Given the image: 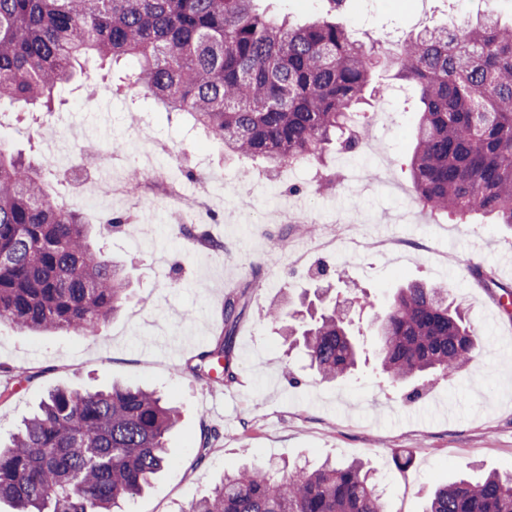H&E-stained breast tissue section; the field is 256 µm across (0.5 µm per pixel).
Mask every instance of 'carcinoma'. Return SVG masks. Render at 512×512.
<instances>
[{
    "instance_id": "carcinoma-1",
    "label": "carcinoma",
    "mask_w": 512,
    "mask_h": 512,
    "mask_svg": "<svg viewBox=\"0 0 512 512\" xmlns=\"http://www.w3.org/2000/svg\"><path fill=\"white\" fill-rule=\"evenodd\" d=\"M259 0H0V102L52 111L80 60L118 69L112 89L143 87L166 112L186 117L224 153L272 173L316 164L338 144L349 154L366 126L381 55L336 22L345 0H324L302 25L276 19ZM395 78L420 88L412 185L437 216L489 215L512 225V22L489 13L461 28H424L387 57ZM129 277L91 237L83 213L57 200L42 171L0 146V323L96 336L126 298ZM238 299L227 298L226 337L194 370L235 379L231 342ZM265 318L301 337L327 382L351 375L358 338L343 301L324 289L318 317L282 305ZM372 332L392 383L453 378L471 363L479 336L444 288L398 289ZM176 409L142 386L55 389L0 445V501L14 512H114L172 463L166 435ZM184 512H387L384 493L357 461L292 465L285 475L256 463L224 474ZM426 512H512V472L460 478L434 492Z\"/></svg>"
}]
</instances>
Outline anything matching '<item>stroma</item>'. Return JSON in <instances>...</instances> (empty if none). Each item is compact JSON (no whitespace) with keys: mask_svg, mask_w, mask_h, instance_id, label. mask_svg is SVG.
<instances>
[{"mask_svg":"<svg viewBox=\"0 0 512 512\" xmlns=\"http://www.w3.org/2000/svg\"><path fill=\"white\" fill-rule=\"evenodd\" d=\"M422 17L448 25V0H349L338 20L374 40L390 31L408 34ZM83 70L96 83L71 86L51 113L55 126L120 142L127 169L140 164L136 130L148 128L156 166L167 168L166 154L173 151L181 170L194 172V179L182 181L191 196L198 193L197 175L217 171L220 181L208 186L216 204L206 229L224 248L182 234L161 204L151 223L104 231L105 250L126 267L131 285L122 310L99 335L29 334L0 324L1 442L49 390L129 382L158 390L180 409L181 421L166 437L172 465L127 500L125 512H181L225 470L250 461L277 468L364 461L385 492L388 512H424L434 489L456 476L512 470V328L502 324L497 307L512 291V226L436 216L419 205L409 173L419 121L414 84L396 80L386 62L375 67L374 81L389 86L380 98L387 113L369 123L357 155L333 147L321 161L323 174L331 176L380 168L378 179L346 189L319 185L308 168L242 180L240 161L188 120L158 111L144 92L113 93L111 72L95 59ZM81 99L100 103V111L75 110ZM24 118L21 125L0 124V144L40 160L48 146L32 127L34 115ZM288 207L309 210L314 232L276 223L273 213ZM350 214L364 241L394 239L398 248L357 253L340 238L323 243L327 223ZM474 264L494 272L495 284H479L470 272ZM410 282L446 288L480 333L484 354L461 378L390 384L376 368L369 338L360 373L326 383L304 349L288 348L263 318L271 304L310 299L329 285L344 297L370 296L371 309H349L354 328L364 330ZM232 291L245 305L233 338L236 378L209 384L189 367L218 338ZM206 428L219 430L221 438L201 457L197 445ZM400 454L409 455V465H397Z\"/></svg>","mask_w":512,"mask_h":512,"instance_id":"stroma-1","label":"stroma"}]
</instances>
